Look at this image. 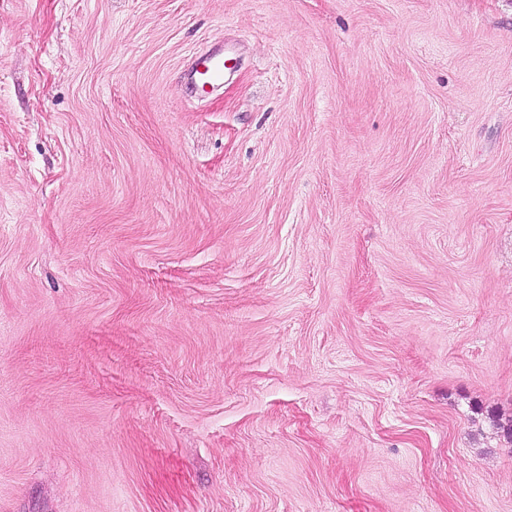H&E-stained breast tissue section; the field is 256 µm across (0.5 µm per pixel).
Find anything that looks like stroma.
<instances>
[{
	"label": "stroma",
	"mask_w": 512,
	"mask_h": 512,
	"mask_svg": "<svg viewBox=\"0 0 512 512\" xmlns=\"http://www.w3.org/2000/svg\"><path fill=\"white\" fill-rule=\"evenodd\" d=\"M509 419L512 0H0V512H512ZM193 89L214 90L224 84V49L214 48L199 55L188 73Z\"/></svg>",
	"instance_id": "35a3bbf8"
}]
</instances>
